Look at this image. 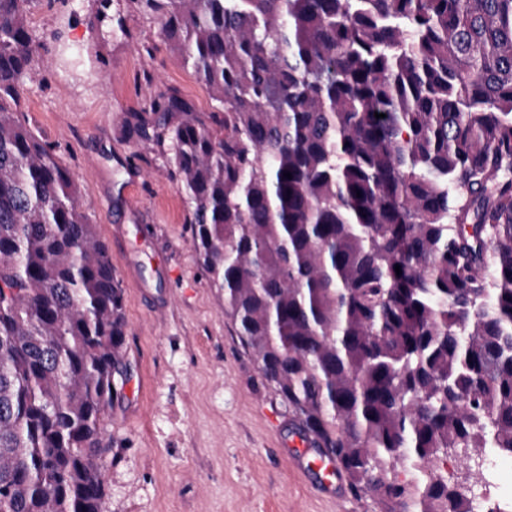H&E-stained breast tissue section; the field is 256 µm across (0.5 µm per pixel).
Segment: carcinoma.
I'll return each instance as SVG.
<instances>
[{"label": "carcinoma", "instance_id": "carcinoma-1", "mask_svg": "<svg viewBox=\"0 0 512 512\" xmlns=\"http://www.w3.org/2000/svg\"><path fill=\"white\" fill-rule=\"evenodd\" d=\"M129 2L208 92L130 131L261 378L356 497L471 512L441 465L512 455V0ZM31 4L0 0V512H105L123 295L17 116Z\"/></svg>", "mask_w": 512, "mask_h": 512}]
</instances>
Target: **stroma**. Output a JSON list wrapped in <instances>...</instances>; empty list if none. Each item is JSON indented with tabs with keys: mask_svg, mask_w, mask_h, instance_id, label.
<instances>
[{
	"mask_svg": "<svg viewBox=\"0 0 512 512\" xmlns=\"http://www.w3.org/2000/svg\"><path fill=\"white\" fill-rule=\"evenodd\" d=\"M27 20L36 51L18 117L78 177L124 297L127 376L108 411L105 512H380L345 484L331 500L319 476L298 468V420L262 380L197 261L186 195L166 160L129 133L130 114L168 86L209 108L159 24L127 0H34ZM116 70L122 81H111ZM448 470L475 512L512 496L510 473L486 467L476 483L454 457Z\"/></svg>",
	"mask_w": 512,
	"mask_h": 512,
	"instance_id": "1",
	"label": "stroma"
}]
</instances>
